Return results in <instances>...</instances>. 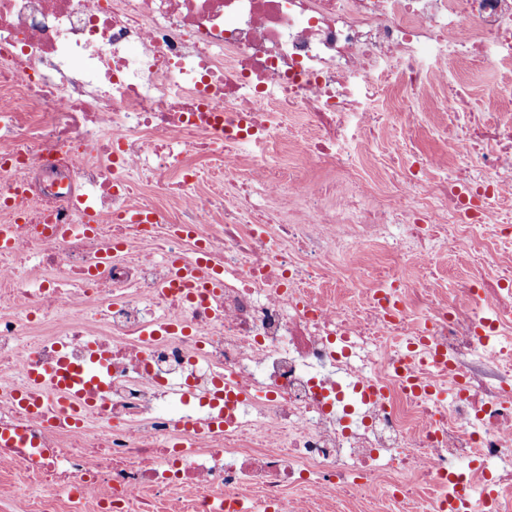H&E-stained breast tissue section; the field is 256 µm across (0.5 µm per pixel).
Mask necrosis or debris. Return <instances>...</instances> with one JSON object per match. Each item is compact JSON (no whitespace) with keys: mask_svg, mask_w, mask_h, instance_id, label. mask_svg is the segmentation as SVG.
<instances>
[{"mask_svg":"<svg viewBox=\"0 0 512 512\" xmlns=\"http://www.w3.org/2000/svg\"><path fill=\"white\" fill-rule=\"evenodd\" d=\"M454 62L493 72L491 95L512 91V0H0V223L16 233L0 261V424L28 426L13 400L28 368L61 352L109 368L80 428L0 448V512L33 488L43 512L61 490L73 512H322L328 496L372 499L383 472L397 512H437L455 482L511 462L512 348L476 338L512 334V117L465 111ZM395 85L414 104L393 126L368 102ZM434 87L448 166L407 148ZM286 138L335 181L285 179ZM382 144L377 200L354 154ZM380 241L390 264L337 277V257ZM450 250L473 274L446 295L435 272ZM201 255L224 271L219 317L206 293L160 289L171 258ZM333 282L355 302L325 298ZM58 311L62 329L38 333ZM420 336L448 354L435 380L449 402L398 382ZM175 393L214 432L179 427ZM467 458L479 468L449 476Z\"/></svg>","mask_w":512,"mask_h":512,"instance_id":"obj_1","label":"necrosis or debris"}]
</instances>
